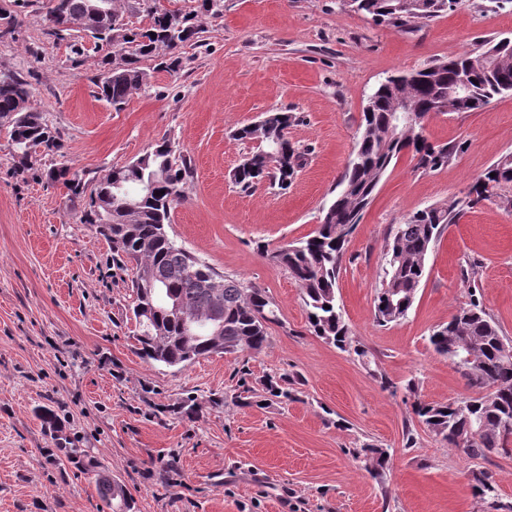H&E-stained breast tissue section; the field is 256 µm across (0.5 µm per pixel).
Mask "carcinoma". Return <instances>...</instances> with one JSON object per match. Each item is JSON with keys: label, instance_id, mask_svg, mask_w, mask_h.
<instances>
[{"label": "carcinoma", "instance_id": "1", "mask_svg": "<svg viewBox=\"0 0 512 512\" xmlns=\"http://www.w3.org/2000/svg\"><path fill=\"white\" fill-rule=\"evenodd\" d=\"M398 0H358V11L379 23L407 27L424 23L453 7V0H419L414 11L395 9ZM66 9L50 8L47 19L51 33L59 39L76 32L93 40L94 46L120 47L125 59L120 74L103 75L96 82L99 98L121 109L130 94L148 85L150 74L141 66L145 60H160L159 67L175 73L181 65V50L198 43L202 28L197 14L172 13L141 0L148 24L134 28L125 22L126 5L121 0H65ZM501 63L493 69L479 66L476 50L454 54L435 65L391 75L381 81L371 99L374 108L362 113L356 146L337 185L338 191L324 209L316 230L310 235L277 247L269 254L273 265L296 280L302 292L308 330L342 351H352L360 360L369 357L363 346H352L351 329L337 297V279L343 265L349 236L370 204L382 176L393 160L405 151L423 170L438 169L452 160L457 148L430 143L417 119L429 111L439 91L465 73L470 91L464 112L483 109L502 94L512 93V39L489 45ZM399 86L407 100L406 111H391L392 87ZM29 83L12 70H0V132H5L13 157L26 168L41 149L47 155L62 148L59 132L45 117L28 109ZM292 125L289 112H266L257 124L234 131L242 142H259L246 154L233 173L245 191L269 180L287 189L299 166V154L288 138ZM192 159L163 139L155 148L132 163L102 177L83 178L67 165L53 164L45 176L66 189L72 203L85 201L79 222L95 227L112 248V255L134 268L133 315L149 307V325L137 323V341L142 358L168 367H184L197 358L215 353L209 334L187 331L183 313L197 318L219 316L224 352H259L270 341L269 324L279 321L278 307L261 288L246 287L204 259L178 245L170 236L171 211L182 198V185L192 177ZM151 184L150 191L141 187ZM512 183V154L487 168L465 197L448 207L419 210L397 225L385 240L381 284L373 305L374 321L380 327L405 319L415 303L425 277L426 262L433 244L448 225L498 189ZM134 194L137 206L123 207L125 194ZM429 344L451 359L471 355L473 361L458 367L476 395L446 403L416 401L413 414L430 432L457 448L458 437L471 430L478 436L462 451L471 458H485L494 450L512 444V346L477 298L458 309L448 323L434 328ZM386 450L367 444L360 448L364 468L378 476L386 468ZM99 494L116 501L121 512L131 510L130 497L118 480L104 478ZM478 494L492 499L496 512H512V504H499L494 488L478 480Z\"/></svg>", "mask_w": 512, "mask_h": 512}]
</instances>
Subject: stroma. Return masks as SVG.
<instances>
[{
    "mask_svg": "<svg viewBox=\"0 0 512 512\" xmlns=\"http://www.w3.org/2000/svg\"><path fill=\"white\" fill-rule=\"evenodd\" d=\"M1 6L16 34L0 39V69L25 76L28 107L59 131L64 163L101 176L172 139L194 174L170 235L264 289L280 321L257 353L180 369L141 359L131 266L80 223L45 175L50 158L23 169L0 133V512H112L97 491L103 475L125 485L132 512H492L474 492L483 478L512 503V450L469 457L412 414L417 399L469 396L428 336L471 297L512 341V208L483 201L448 226L406 320L380 327L372 309L390 228L464 197L512 153V95L430 117L428 141L458 147L457 156L424 171L400 155L351 234L338 294L371 365L311 334L298 284L267 256L316 229L377 83L512 38V0H460L407 28L345 0H224L222 17L203 18L199 44L183 49L180 70L145 62L149 89L119 110L95 96L104 50L74 59L47 33L48 0ZM271 111L294 115L289 138L302 165L288 189L241 191L233 170L257 145L233 133ZM470 262L474 289L462 275ZM270 375L284 377L289 398L236 404ZM183 404L192 415L178 413ZM366 444L389 449L383 478L356 460Z\"/></svg>",
    "mask_w": 512,
    "mask_h": 512,
    "instance_id": "35a3bbf8",
    "label": "stroma"
}]
</instances>
